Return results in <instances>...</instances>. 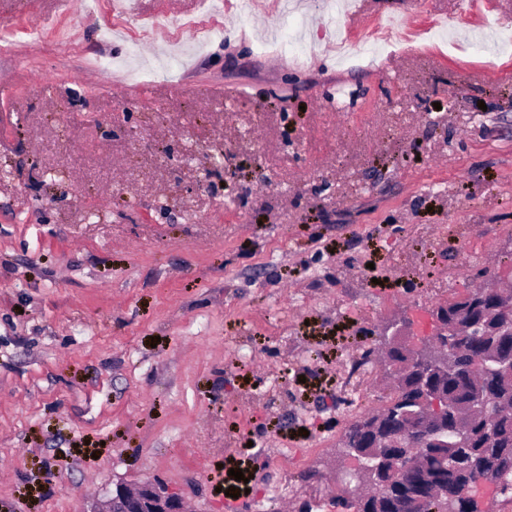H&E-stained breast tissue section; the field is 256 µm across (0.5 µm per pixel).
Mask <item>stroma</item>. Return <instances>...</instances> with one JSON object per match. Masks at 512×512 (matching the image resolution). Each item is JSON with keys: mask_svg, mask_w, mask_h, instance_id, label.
<instances>
[{"mask_svg": "<svg viewBox=\"0 0 512 512\" xmlns=\"http://www.w3.org/2000/svg\"><path fill=\"white\" fill-rule=\"evenodd\" d=\"M134 2L113 39L88 0H0V512L144 479L340 512L344 429L388 394L365 350L478 270L512 286V43L483 66L467 17L459 51L336 56L461 0H226L206 38L198 0Z\"/></svg>", "mask_w": 512, "mask_h": 512, "instance_id": "stroma-1", "label": "stroma"}]
</instances>
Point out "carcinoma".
I'll use <instances>...</instances> for the list:
<instances>
[{
    "label": "carcinoma",
    "mask_w": 512,
    "mask_h": 512,
    "mask_svg": "<svg viewBox=\"0 0 512 512\" xmlns=\"http://www.w3.org/2000/svg\"><path fill=\"white\" fill-rule=\"evenodd\" d=\"M487 293V300L475 304L471 295L448 302V331L459 330L448 346V374L433 377V402H420V378L414 353L405 339H397L383 362L391 370L393 384L386 401L370 413L386 433H409L407 451L419 455L417 465L402 468L393 462L394 449L371 447L370 436L357 417L345 434V442L365 458L383 462L377 474L373 497L364 512H480L468 490L479 481L512 494V376L479 367L489 353H512V334L497 336L496 329L512 317V289L480 286L473 293ZM483 393L491 405L506 404L491 425L472 411L471 396ZM448 422V447L425 446L437 426Z\"/></svg>",
    "instance_id": "obj_1"
}]
</instances>
